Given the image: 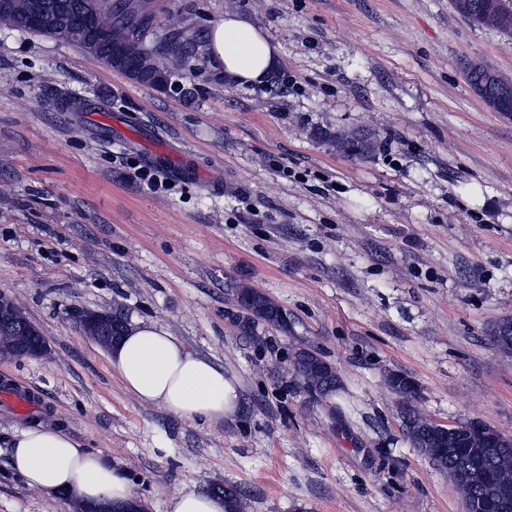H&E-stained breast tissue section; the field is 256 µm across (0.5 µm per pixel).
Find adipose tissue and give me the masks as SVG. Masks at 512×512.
<instances>
[{
  "instance_id": "obj_1",
  "label": "adipose tissue",
  "mask_w": 512,
  "mask_h": 512,
  "mask_svg": "<svg viewBox=\"0 0 512 512\" xmlns=\"http://www.w3.org/2000/svg\"><path fill=\"white\" fill-rule=\"evenodd\" d=\"M203 50L229 85L266 82L278 68V50L249 16L228 12L207 27ZM113 372L138 400L190 422H217L238 406L222 366L190 352L164 326L136 319L110 358ZM9 474L27 486L70 502L124 504L136 499L128 475L64 427L34 424L9 443Z\"/></svg>"
}]
</instances>
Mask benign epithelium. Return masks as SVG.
Segmentation results:
<instances>
[{
  "mask_svg": "<svg viewBox=\"0 0 512 512\" xmlns=\"http://www.w3.org/2000/svg\"><path fill=\"white\" fill-rule=\"evenodd\" d=\"M19 12L25 13L33 25L43 28L56 40L68 42L75 36H82L87 54L110 68L127 72L140 82L164 69L162 53L142 47L133 53L127 44L111 37V31L102 23L101 0H83L77 10L70 0H0V25H11ZM76 322L82 335L104 350L112 349L124 327V322L116 320V313L107 311L83 310L77 314ZM492 339L499 350L512 353V322L500 325ZM49 353L40 328L8 291L0 289V360L42 359ZM394 391L408 407L406 426L438 433L447 440L465 434L470 447L482 450L498 447L503 439L497 430L480 422L447 425L419 415L413 405V385L396 387ZM451 481L462 501H471L475 489L479 488L488 512H497V508H506L512 501V455L497 456L490 477L474 464L458 469Z\"/></svg>",
  "mask_w": 512,
  "mask_h": 512,
  "instance_id": "benign-epithelium-1",
  "label": "benign epithelium"
}]
</instances>
